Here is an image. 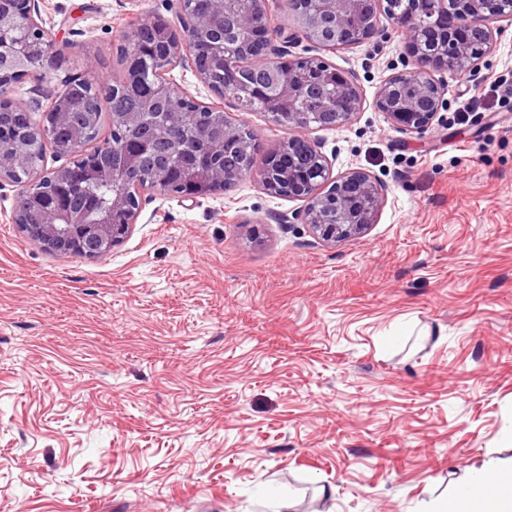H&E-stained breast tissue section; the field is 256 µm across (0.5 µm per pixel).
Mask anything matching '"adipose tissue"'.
I'll return each instance as SVG.
<instances>
[{"mask_svg": "<svg viewBox=\"0 0 512 512\" xmlns=\"http://www.w3.org/2000/svg\"><path fill=\"white\" fill-rule=\"evenodd\" d=\"M499 489L488 490L482 473L472 475L461 495L433 502L429 512H512V468L495 473Z\"/></svg>", "mask_w": 512, "mask_h": 512, "instance_id": "obj_1", "label": "adipose tissue"}]
</instances>
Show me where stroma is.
Masks as SVG:
<instances>
[{
	"label": "stroma",
	"mask_w": 512,
	"mask_h": 512,
	"mask_svg": "<svg viewBox=\"0 0 512 512\" xmlns=\"http://www.w3.org/2000/svg\"><path fill=\"white\" fill-rule=\"evenodd\" d=\"M42 0L63 69H116L131 8ZM360 85L316 131L331 176L386 188L366 234L324 243L304 201L253 179L183 200L153 191L106 255L58 256L10 224L0 187V505L12 512H426L471 471L512 465V29L475 76L441 78L422 135L374 105L403 35L329 54ZM255 168L292 137L261 112ZM293 223H282L283 215Z\"/></svg>",
	"instance_id": "obj_1"
}]
</instances>
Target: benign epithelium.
I'll use <instances>...</instances> for the list:
<instances>
[{
	"instance_id": "1",
	"label": "benign epithelium",
	"mask_w": 512,
	"mask_h": 512,
	"mask_svg": "<svg viewBox=\"0 0 512 512\" xmlns=\"http://www.w3.org/2000/svg\"><path fill=\"white\" fill-rule=\"evenodd\" d=\"M389 0H284L305 39L311 54L292 57L291 41L277 39L267 22L270 0H255L257 11L241 24L242 30L266 45L268 67L264 78L245 86L239 78V55L224 52L209 61L208 67L224 69V83H208L220 100L231 89L239 97L259 95L270 83L275 92L269 96L268 115L275 122L288 120V127L298 131L293 139L309 147L307 167H298L291 157L272 150L265 166H231L226 161L225 145L236 136L228 123L195 131L197 150L192 161L180 167L179 177L185 190L180 198L222 193L245 178L257 179L272 194L306 202L303 223L324 241H336L364 234L376 222L384 200L385 186L369 174L353 170L336 178H327L329 164L321 143L308 134L312 129H333L350 121L363 109L365 99L356 81L337 70L324 57L337 49L367 40L378 33L380 16L400 25L406 42L411 68L386 79L377 89L374 104L390 124L403 133L421 134L446 106V86L436 73L454 71L477 74L507 28L512 27V0H416L419 11L400 18L385 11ZM208 11L188 15L180 11L181 28L170 22L139 13L132 32L147 33L155 43L154 57L160 61L155 98L168 107L167 122L158 128L143 119L141 112H120L112 118L115 126L140 128L139 146L122 154L116 166L91 163L81 172L83 180L117 182L123 172L137 167L143 153L154 143L181 132L186 100L172 71L196 66L198 41L209 35L211 20L234 12L236 0H207ZM22 10L27 32L12 44L0 38V85L20 82L40 83L61 66L62 49L50 39L43 25L39 0H0V19ZM327 92L326 112L315 124L297 109L299 99L316 90ZM28 115V139L56 142V154L70 156L85 153L80 133L71 123L74 104L69 92H61L50 105L36 113L26 105H16ZM25 156L14 143L0 140V186L18 187L14 201L25 198L20 208L12 206L9 223L21 225L34 242L59 255L78 252L86 258L100 257L120 245L129 235L140 214L142 189L119 188L108 205L91 197L85 206L72 210L51 206L39 189V177L20 180ZM170 172L155 170L151 190L173 195L169 190Z\"/></svg>"
}]
</instances>
